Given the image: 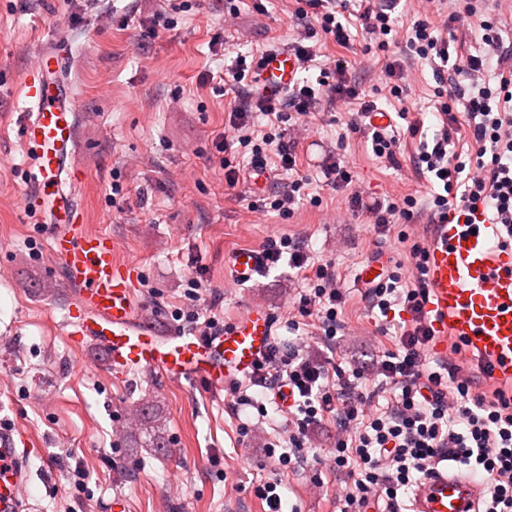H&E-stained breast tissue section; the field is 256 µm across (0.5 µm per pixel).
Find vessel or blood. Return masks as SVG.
I'll use <instances>...</instances> for the list:
<instances>
[{
	"mask_svg": "<svg viewBox=\"0 0 512 512\" xmlns=\"http://www.w3.org/2000/svg\"><path fill=\"white\" fill-rule=\"evenodd\" d=\"M296 61L287 50L266 57L261 71L268 92L288 88ZM26 111L21 138L32 167L28 175L42 219L51 224V251L75 292L70 323L80 339L98 345L116 377L153 369L178 379L201 380L210 388L247 375L264 351L271 328L254 309L223 334L199 340L186 333L160 334L145 323L134 295L133 268L118 256L110 234L79 223L76 198L62 187L77 150V113L67 61L52 52L24 78ZM500 229L484 217L467 222L452 212L439 225L428 252L429 310L437 349L449 340L465 343L493 368L497 380L512 381V247L499 244ZM263 253L241 249L232 256L236 278L248 280L265 265ZM26 438L0 427V512H27L29 485ZM480 488L459 466L440 465L416 489L414 512H477Z\"/></svg>",
	"mask_w": 512,
	"mask_h": 512,
	"instance_id": "vessel-or-blood-1",
	"label": "vessel or blood"
}]
</instances>
